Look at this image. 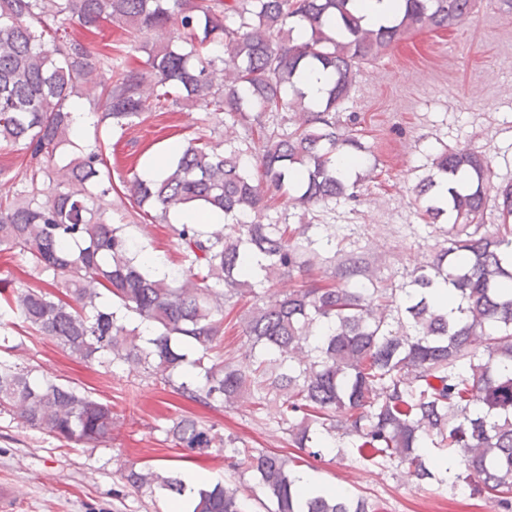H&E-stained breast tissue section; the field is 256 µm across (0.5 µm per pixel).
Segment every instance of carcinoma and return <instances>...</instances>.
I'll return each instance as SVG.
<instances>
[{
    "label": "carcinoma",
    "instance_id": "obj_1",
    "mask_svg": "<svg viewBox=\"0 0 512 512\" xmlns=\"http://www.w3.org/2000/svg\"><path fill=\"white\" fill-rule=\"evenodd\" d=\"M356 0H0V148L28 163L0 179V253L23 263L36 286L0 278V329L49 336L80 361L129 364L161 374L172 392L213 409L248 401L274 420L294 448L334 444L364 466L402 469L417 484L492 499L512 512V183L496 187L500 223L484 220L488 159L466 147L440 151L414 189L427 235H442L431 261L387 288L348 236L319 237V224H279L269 212L288 195L308 213L358 197L361 173L336 168L345 154L361 168L370 147L357 114L342 104L364 64L423 28L451 29L475 0H403L387 26L368 28ZM117 26L113 49L93 52L68 32ZM147 55L144 64L123 50ZM302 68L330 74L320 104L305 101ZM86 98L95 126L126 131L146 112L179 106L223 114L259 142L223 148L201 135L176 152L171 172L136 171L112 183V145L75 144L71 108ZM119 204L112 205V197ZM188 205L224 229L171 226L181 267L162 279L137 260L146 247L116 224L112 210L170 223ZM264 263L248 270L251 255ZM333 266L331 273L325 267ZM307 279L285 291L280 275ZM448 287L456 307L435 302ZM263 289L245 321L244 351L224 354V304ZM66 445L112 441V405L34 375L0 355V414ZM175 445L206 454L222 448L228 467L251 473L264 512H380L363 496L305 495L293 465L239 447L215 425L183 416ZM456 467L443 472L448 459ZM137 492L159 489L189 512H252L237 487L185 485L176 468L161 476L129 470Z\"/></svg>",
    "mask_w": 512,
    "mask_h": 512
}]
</instances>
